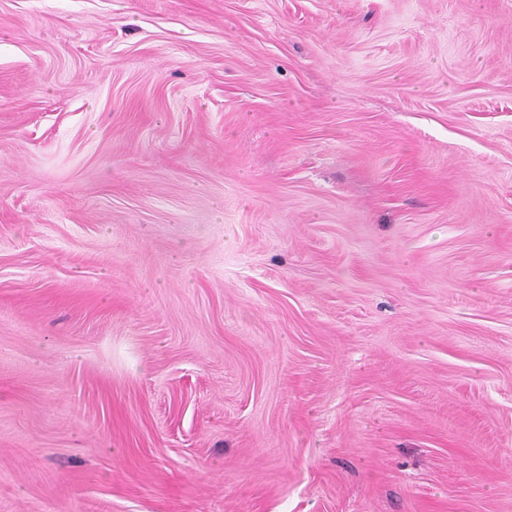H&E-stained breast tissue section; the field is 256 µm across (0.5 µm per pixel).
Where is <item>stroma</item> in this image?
<instances>
[{
    "instance_id": "35a3bbf8",
    "label": "stroma",
    "mask_w": 512,
    "mask_h": 512,
    "mask_svg": "<svg viewBox=\"0 0 512 512\" xmlns=\"http://www.w3.org/2000/svg\"><path fill=\"white\" fill-rule=\"evenodd\" d=\"M0 512H512V0H0Z\"/></svg>"
}]
</instances>
